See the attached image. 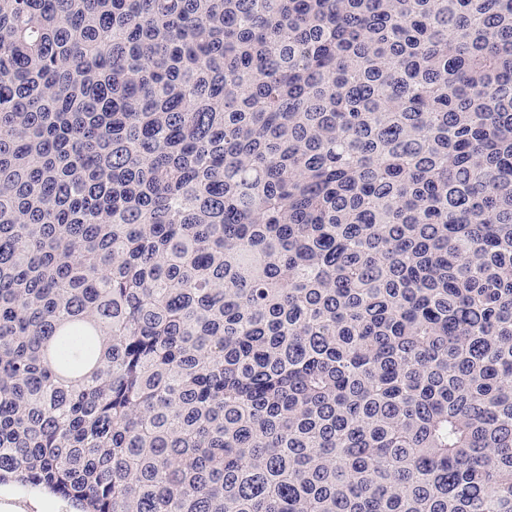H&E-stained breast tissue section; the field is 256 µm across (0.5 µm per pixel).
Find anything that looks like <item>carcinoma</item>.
Listing matches in <instances>:
<instances>
[{"mask_svg":"<svg viewBox=\"0 0 512 512\" xmlns=\"http://www.w3.org/2000/svg\"><path fill=\"white\" fill-rule=\"evenodd\" d=\"M7 482L512 512V0H0Z\"/></svg>","mask_w":512,"mask_h":512,"instance_id":"1","label":"carcinoma"}]
</instances>
